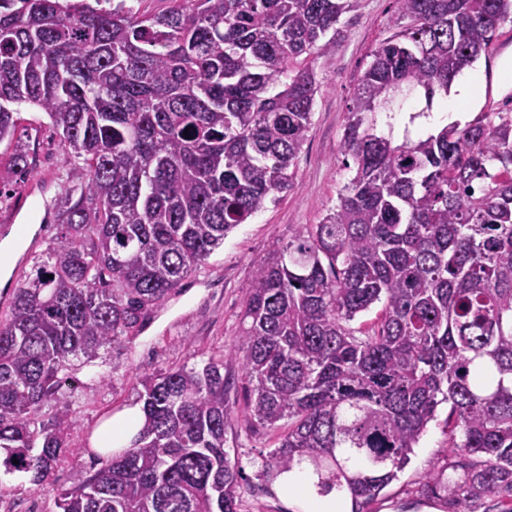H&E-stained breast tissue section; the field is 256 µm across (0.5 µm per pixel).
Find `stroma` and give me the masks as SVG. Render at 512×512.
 Masks as SVG:
<instances>
[{
  "label": "stroma",
  "mask_w": 512,
  "mask_h": 512,
  "mask_svg": "<svg viewBox=\"0 0 512 512\" xmlns=\"http://www.w3.org/2000/svg\"><path fill=\"white\" fill-rule=\"evenodd\" d=\"M394 14V0H358L345 15L335 45L314 58L319 91L295 162V187L234 228L145 329L102 351L92 365L77 371V385L44 407L45 418L72 421L69 446L44 486L33 485L24 473L0 472V512H57L58 494L94 472L87 452L92 434L108 416L138 403L141 378L172 367H199L211 357L224 360L227 398L235 411L225 428L224 448L243 468L239 512H293L262 466L274 435L250 430L245 421V382L233 349L256 266L275 247L286 245L299 225L320 223L353 176L342 154L346 107L372 49L390 35ZM18 110L21 124L13 140L0 142V165L8 166L13 155L21 154L28 168L0 186V225L24 226L39 242L33 249L20 244L13 254L8 278L17 286L35 275L49 246L62 235L52 207L65 185L85 180L82 163L70 159L47 115L24 103ZM448 414V404L438 406L410 463L364 512H496L497 495L486 496L471 510L429 478L453 459Z\"/></svg>",
  "instance_id": "35a3bbf8"
}]
</instances>
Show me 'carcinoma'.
I'll return each instance as SVG.
<instances>
[{
  "label": "carcinoma",
  "instance_id": "carcinoma-1",
  "mask_svg": "<svg viewBox=\"0 0 512 512\" xmlns=\"http://www.w3.org/2000/svg\"><path fill=\"white\" fill-rule=\"evenodd\" d=\"M98 0H0V142L14 105L47 114L82 162L65 229L0 317V467L42 486L66 426L42 409L71 360L144 329L181 282L294 187L329 50L356 0H169L154 14ZM347 112L354 175L321 223L259 264L235 347L251 429L278 433L272 476L303 464L320 494L378 496L450 406L458 498L512 512V113L402 141L408 123L512 22V0H395ZM383 303L368 327L358 314ZM144 424L58 495L59 512H239L241 466L224 360L141 380ZM18 463H13V460Z\"/></svg>",
  "mask_w": 512,
  "mask_h": 512
}]
</instances>
